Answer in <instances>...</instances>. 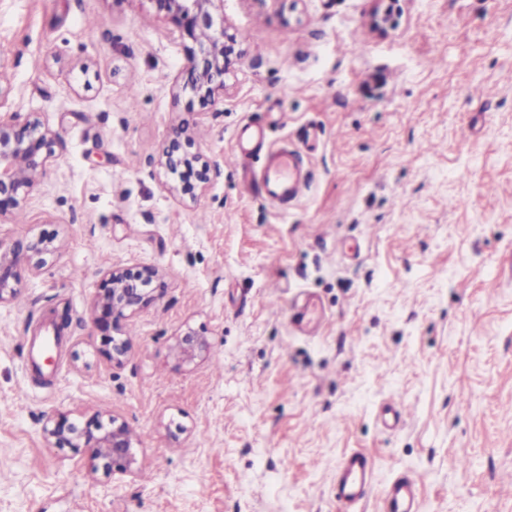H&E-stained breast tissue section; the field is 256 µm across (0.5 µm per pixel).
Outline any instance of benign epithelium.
Returning <instances> with one entry per match:
<instances>
[{
	"instance_id": "obj_1",
	"label": "benign epithelium",
	"mask_w": 512,
	"mask_h": 512,
	"mask_svg": "<svg viewBox=\"0 0 512 512\" xmlns=\"http://www.w3.org/2000/svg\"><path fill=\"white\" fill-rule=\"evenodd\" d=\"M158 11L173 25L187 54V71L191 80L183 85L203 100H211L224 93V75L230 55L234 52V38L224 30V19L215 11L223 0H154ZM56 134L37 123L4 122L0 120V218L20 206V196L37 186L43 177L55 143ZM158 163L175 172L191 168L197 185L172 186L173 193H191L195 187H204L209 181V164L198 152H189L174 140L163 147ZM58 247L38 239L22 247L0 241V304L11 301L17 293L21 278L17 269L25 265L39 270ZM155 271L147 270L136 277L126 270L111 267L102 273L99 291L91 315L102 333V353L112 362H122L127 353V342L112 336V328L147 306L152 300L147 289ZM207 337L187 334L173 347V354L182 363L193 362L208 351ZM45 440L52 447L88 450L86 467L95 473L103 470L134 475L136 459L135 436L124 423L115 420L103 423L91 417L82 424L70 421L65 412L46 417L42 427Z\"/></svg>"
}]
</instances>
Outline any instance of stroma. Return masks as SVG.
Masks as SVG:
<instances>
[{
    "label": "stroma",
    "instance_id": "obj_1",
    "mask_svg": "<svg viewBox=\"0 0 512 512\" xmlns=\"http://www.w3.org/2000/svg\"><path fill=\"white\" fill-rule=\"evenodd\" d=\"M222 10L235 53L209 102L154 0H0V119L58 136L0 239L59 247L0 305V512H336L356 449L375 463L363 512L403 471L422 512H512V0ZM247 124L303 153L286 210L231 163ZM177 136L211 172L175 197L157 157ZM112 266L155 272L119 365L91 320ZM300 290L319 335L290 330ZM189 331L210 350L185 365ZM391 400L411 410L392 431ZM58 411L127 424L139 473L48 447ZM209 348L210 342L206 336L187 334L173 347V354L181 363H191Z\"/></svg>",
    "mask_w": 512,
    "mask_h": 512
}]
</instances>
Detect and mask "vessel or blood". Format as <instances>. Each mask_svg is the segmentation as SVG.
Returning <instances> with one entry per match:
<instances>
[{"label": "vessel or blood", "mask_w": 512, "mask_h": 512, "mask_svg": "<svg viewBox=\"0 0 512 512\" xmlns=\"http://www.w3.org/2000/svg\"><path fill=\"white\" fill-rule=\"evenodd\" d=\"M256 179L264 199L276 209H286L308 184L300 150L286 145L269 150ZM288 311L289 325L298 333L308 332L319 319L318 301L309 294L296 300ZM373 478V461L365 452L354 450L344 455L335 472L337 512H360ZM419 487L420 481L412 473L393 476L384 492L382 512H421Z\"/></svg>", "instance_id": "vessel-or-blood-1"}]
</instances>
